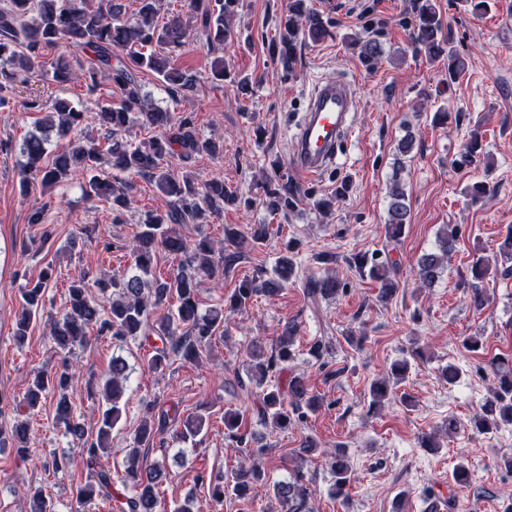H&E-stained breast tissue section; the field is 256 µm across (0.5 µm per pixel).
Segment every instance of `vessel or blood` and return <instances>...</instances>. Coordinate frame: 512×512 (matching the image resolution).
<instances>
[{
	"mask_svg": "<svg viewBox=\"0 0 512 512\" xmlns=\"http://www.w3.org/2000/svg\"><path fill=\"white\" fill-rule=\"evenodd\" d=\"M357 107L352 86L340 79L316 80L291 139L288 166L304 182L321 179L336 161L340 144L353 132Z\"/></svg>",
	"mask_w": 512,
	"mask_h": 512,
	"instance_id": "obj_1",
	"label": "vessel or blood"
}]
</instances>
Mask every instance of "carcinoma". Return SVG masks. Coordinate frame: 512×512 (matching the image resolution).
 I'll return each instance as SVG.
<instances>
[{
	"instance_id": "obj_1",
	"label": "carcinoma",
	"mask_w": 512,
	"mask_h": 512,
	"mask_svg": "<svg viewBox=\"0 0 512 512\" xmlns=\"http://www.w3.org/2000/svg\"><path fill=\"white\" fill-rule=\"evenodd\" d=\"M239 0H188L190 13L201 19L210 42L222 44L230 36L228 18L236 12ZM162 0H138L135 12L127 16L120 0H0V105L16 83H26L30 75L42 70V76L62 87L83 82L95 90L101 85L109 88L113 100L98 104L97 117L110 132V142L102 146L92 138L79 137L71 148L58 153L52 163L44 165L51 136L65 138L81 131L87 113L74 109L56 99L52 109L57 121L41 126L40 134L30 135L22 144L25 157L21 175L23 183L38 182L43 187L61 182L71 174V167L78 166L89 175L86 194L90 198L112 201L116 214L128 208V178L146 177L158 189L171 198L170 209L165 212H148L140 224L133 248L135 273L114 277L97 283L100 291L110 292L107 304L101 305L91 297L90 286L82 280L69 288V307L53 321L50 336L62 351V369L54 373L36 372L22 405L33 411L48 396L55 397L54 422L64 427L82 447L92 476L87 483L73 490L75 502L83 506L97 495L108 503L109 512H157L156 488L168 479L169 471L160 465H146L140 461L142 448L150 447L157 434L163 432L167 422H172L173 435L180 439L199 435L206 419L201 414L167 412L158 420L145 419L140 424L129 449L123 483L130 493L121 497L111 495L112 471L100 464V457L108 448L107 440L114 425L120 420L125 404L122 402L128 379L127 364L121 358L112 359L110 379L103 397L97 434L88 437L81 423L74 418L68 397L70 377L67 362L73 348L83 345L89 330L100 336L117 341L141 339L151 344L149 367L163 371L171 357L186 362L196 361L210 345L213 336L224 328L226 313L245 311L253 297L273 294L288 285L295 277V266L290 253L291 244L285 246L286 254L278 257L273 275L257 277L234 289L224 306L203 313L197 301V277L213 276L216 270H229L245 256L246 251L264 240L265 227L259 226L246 235L231 224L224 225V249L215 251L214 243L206 236L191 242L180 231L183 224H206L213 216L224 211V203L236 197L229 194L224 181L213 179L201 185L191 174L176 177L168 158L176 157L189 162L195 156L217 155L221 146L212 139L196 135L192 115L175 116L154 106L150 92L144 89L141 74L152 72L171 93L191 88L197 77L174 66L162 50L175 48L189 42L188 27L174 18L159 25L157 17ZM412 45L416 52L424 51L432 60L447 58L448 80L458 79L466 69L464 59L453 49L450 37L444 32V22L435 0H417L413 15ZM330 21L320 13L310 10L305 0H289L288 9L279 20L278 40L273 43L283 73L292 72L296 60L298 42H318L329 33ZM60 47L62 52L43 70L42 50ZM382 57V48L373 38L362 44V60L368 67ZM244 90L247 82L226 72L224 61H214L211 80L224 81ZM138 111L142 124L150 127H167V137H152L130 142L119 137L132 122V111ZM298 191L280 179L274 188L266 190L264 205L271 213L293 207ZM409 215L405 194L399 179H393L388 205L387 235L390 240L399 239ZM458 229L446 226L439 237V252L422 256L418 262V276L423 285L432 286L438 280L443 263L455 250ZM165 251L181 258L177 273L167 281L153 277V262L157 253ZM359 265L369 267L372 278L381 282V299L393 296L394 283L390 275L393 264L361 257ZM489 265L478 257L471 264L473 283L471 303L479 307L485 296L477 282L486 278ZM53 269H48L32 287L21 292L23 312L16 323L14 339L21 343L28 336L30 327L40 317L47 284ZM340 284L329 278L306 280L305 296L313 302L336 296ZM176 299L170 303V299ZM298 327L294 323L283 326L281 333L267 344L252 342L246 349L247 372L258 392V415L273 430H286L303 421L308 412L322 406V400L312 392L309 382L302 376L288 381V391L272 384V377L294 360V346ZM496 387L492 398L474 420L477 430L488 432L502 424H512V365L505 360L497 361L493 368ZM243 414L224 412V434L243 444L241 433ZM28 422L18 421L8 428L0 427V449L9 448L16 455L27 454ZM324 463L334 477L332 491L344 494L351 477L345 451L324 456ZM265 479V473L254 463L239 468L233 476L235 494L245 499L257 483ZM196 482L211 488L212 498L224 499V483L212 481L201 471ZM273 494L282 506V512H309L311 490L305 483L303 466L297 464L286 481L273 485ZM30 512H56L55 503L41 487L29 489Z\"/></svg>"
}]
</instances>
